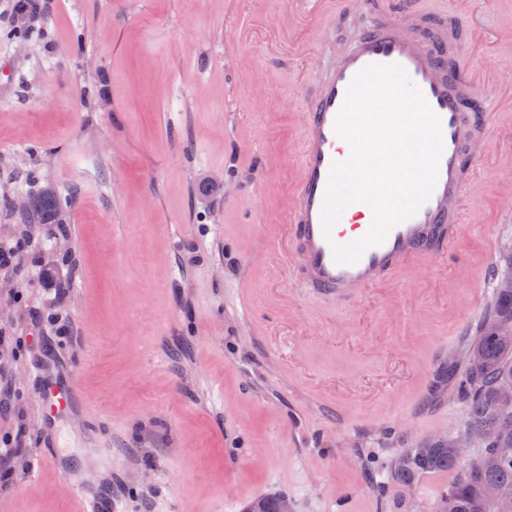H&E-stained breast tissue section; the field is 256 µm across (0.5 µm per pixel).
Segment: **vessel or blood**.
Instances as JSON below:
<instances>
[{
  "instance_id": "vessel-or-blood-1",
  "label": "vessel or blood",
  "mask_w": 512,
  "mask_h": 512,
  "mask_svg": "<svg viewBox=\"0 0 512 512\" xmlns=\"http://www.w3.org/2000/svg\"><path fill=\"white\" fill-rule=\"evenodd\" d=\"M476 0H456V22L468 28L471 47L505 45L494 64L512 69V0H493L505 22L487 28L476 20ZM350 32L340 43L311 53L315 88L300 106L302 135L295 185L286 201L290 223L287 247L304 284L329 297L362 298L401 270L437 260L453 246L467 214V195L481 181L490 115L502 94L512 95V73L489 86L483 70L458 64L447 26H430L412 0L401 9L382 8L368 17L367 0H346ZM401 65L440 117L444 151L437 183L418 212L395 226L384 243L367 248L358 262L334 261L332 245H346L370 230L373 213L363 203L346 207L331 230L322 228L324 195L333 163L350 149L334 131L335 119L354 77L374 64Z\"/></svg>"
}]
</instances>
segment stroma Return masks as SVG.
Wrapping results in <instances>:
<instances>
[{"mask_svg": "<svg viewBox=\"0 0 512 512\" xmlns=\"http://www.w3.org/2000/svg\"><path fill=\"white\" fill-rule=\"evenodd\" d=\"M0 0V240L29 237L71 283L73 336H37L39 290L0 272V377L15 396L0 441H26L0 512H81L94 488L121 512H432L452 480L412 488L388 465L466 406L433 371L475 335L512 273V112L494 116L487 181L445 259L358 300L302 288L285 246L306 55L348 33L343 0ZM34 34L8 39L18 17ZM51 188L60 224L18 208ZM86 398L47 424L38 376ZM58 453L69 469L49 465Z\"/></svg>", "mask_w": 512, "mask_h": 512, "instance_id": "obj_1", "label": "stroma"}]
</instances>
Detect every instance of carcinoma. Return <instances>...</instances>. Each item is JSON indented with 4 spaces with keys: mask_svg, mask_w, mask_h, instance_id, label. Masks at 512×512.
Masks as SVG:
<instances>
[{
    "mask_svg": "<svg viewBox=\"0 0 512 512\" xmlns=\"http://www.w3.org/2000/svg\"><path fill=\"white\" fill-rule=\"evenodd\" d=\"M67 199L46 192L29 202L31 222L58 223ZM465 360L448 361L433 375L436 390L452 388L465 401L467 420L464 433L486 432L489 443H474L479 453L462 459L455 452L457 435L408 448L404 462L390 470L391 476L407 486L432 473L454 474L448 491L437 501L434 512H505L512 505V453L496 452L512 448V275L500 280L494 289L491 317L480 334L460 348ZM497 488L493 499L486 488ZM283 496L261 495L247 504L245 512H281Z\"/></svg>",
    "mask_w": 512,
    "mask_h": 512,
    "instance_id": "obj_1",
    "label": "carcinoma"
}]
</instances>
